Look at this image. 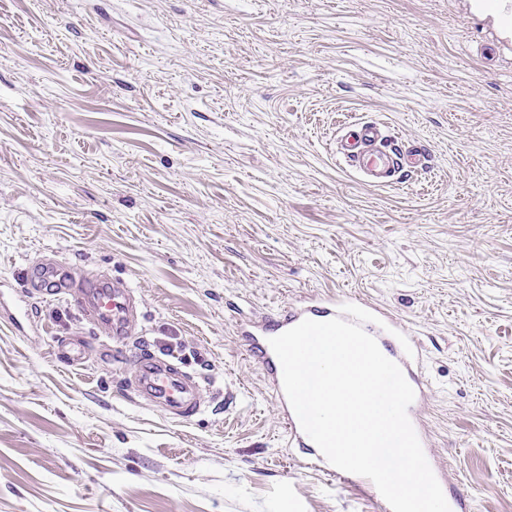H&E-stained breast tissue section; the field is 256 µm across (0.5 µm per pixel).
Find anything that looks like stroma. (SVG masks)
Masks as SVG:
<instances>
[{"instance_id":"obj_1","label":"stroma","mask_w":512,"mask_h":512,"mask_svg":"<svg viewBox=\"0 0 512 512\" xmlns=\"http://www.w3.org/2000/svg\"><path fill=\"white\" fill-rule=\"evenodd\" d=\"M511 32L505 0H0V281L50 254L124 279L135 342L210 399L135 402L128 346L67 366V302L6 293L0 512H382L303 467L236 333L326 296L408 326L437 467L512 512ZM358 120L426 167L357 178Z\"/></svg>"}]
</instances>
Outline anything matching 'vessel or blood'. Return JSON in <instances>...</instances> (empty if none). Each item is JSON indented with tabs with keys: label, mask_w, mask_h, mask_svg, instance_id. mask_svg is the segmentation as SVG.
Segmentation results:
<instances>
[{
	"label": "vessel or blood",
	"mask_w": 512,
	"mask_h": 512,
	"mask_svg": "<svg viewBox=\"0 0 512 512\" xmlns=\"http://www.w3.org/2000/svg\"><path fill=\"white\" fill-rule=\"evenodd\" d=\"M338 155L356 175L376 187L388 185L397 176L422 168L426 162L423 149L395 144L384 126L374 121H360L347 126L338 140ZM18 285L25 291L45 297L67 298L73 312L87 326L109 323L112 327L111 340L101 346L105 353L111 352L113 344L128 342L131 327L138 317L137 300L123 280L108 273H77L52 256L26 268ZM340 314L339 301L322 299L278 311L259 322L240 321L238 334L249 353L267 373L273 387L275 409L284 425L289 447L306 451L303 466L371 491L375 488L371 480L334 467L302 431L283 389L281 364L270 345L271 338L303 320L327 321ZM364 329L376 340L381 352L400 366L413 387L415 399L408 409V416L421 444H428L429 434L420 408L428 396L429 387L416 358L405 353L396 337L402 329L401 324L387 316L382 324L368 323ZM55 351L69 365L79 366L89 357V344L82 338L61 337L56 341ZM133 362L136 369L125 386L135 392L141 403L160 407L181 420L192 419L204 411L205 401L199 382L194 375L177 367L171 357L137 348L133 351Z\"/></svg>",
	"instance_id": "1"
}]
</instances>
